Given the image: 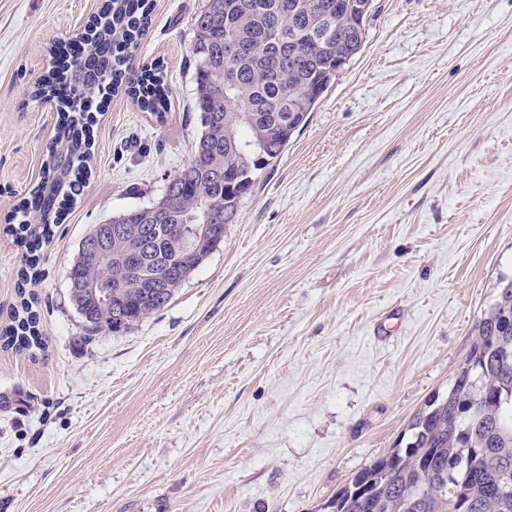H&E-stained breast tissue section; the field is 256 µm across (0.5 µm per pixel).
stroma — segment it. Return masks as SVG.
<instances>
[{"mask_svg":"<svg viewBox=\"0 0 512 512\" xmlns=\"http://www.w3.org/2000/svg\"><path fill=\"white\" fill-rule=\"evenodd\" d=\"M202 3L152 0L135 62L164 64L169 112L95 98L89 184L22 290L5 219L64 110L27 92L101 0H0V331L24 291L45 343L0 344V512H319L447 393L512 282V0H374L223 243L164 308L88 335L80 243L192 156Z\"/></svg>","mask_w":512,"mask_h":512,"instance_id":"35a3bbf8","label":"stroma"}]
</instances>
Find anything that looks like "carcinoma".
Instances as JSON below:
<instances>
[{"label": "carcinoma", "mask_w": 512, "mask_h": 512, "mask_svg": "<svg viewBox=\"0 0 512 512\" xmlns=\"http://www.w3.org/2000/svg\"><path fill=\"white\" fill-rule=\"evenodd\" d=\"M361 0H204L192 23L190 53L195 69L194 109L200 131L191 159L167 180L160 218L142 208L120 213L144 230V263L166 288H128L112 283L125 273L112 266L106 279L94 251L69 269V278L106 279L109 304H84L86 330L101 322L125 328L165 307L181 281L172 277L193 266L177 225H216L209 250L236 222L257 172L278 161L288 130L304 125L336 78V62L355 56L366 33L356 29ZM150 0H103L99 20L87 31L95 48L93 74L75 58L57 57L48 79L32 97L64 95L68 115L57 127L49 189H36L19 204L28 219L21 229L34 243L52 236V225L86 187L91 159L84 105L106 89L126 85L144 112L167 114L169 87L159 67L135 70L131 49L149 24ZM235 78L224 92V73ZM242 141L264 142L269 161L240 155ZM239 173L230 184L224 171ZM5 331L7 344L40 348L39 317L32 302ZM409 437L358 471L323 506L324 512H512V283L503 286L475 328L466 359L445 394L431 396L408 425ZM422 484L421 497L411 495Z\"/></svg>", "instance_id": "1"}]
</instances>
